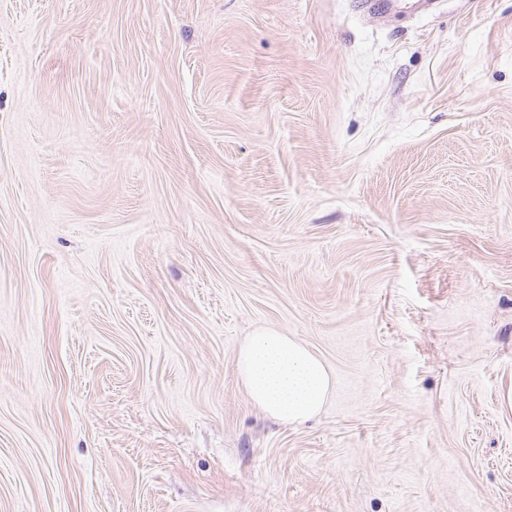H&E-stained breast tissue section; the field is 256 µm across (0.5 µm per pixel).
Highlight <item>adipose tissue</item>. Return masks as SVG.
<instances>
[{"mask_svg": "<svg viewBox=\"0 0 512 512\" xmlns=\"http://www.w3.org/2000/svg\"><path fill=\"white\" fill-rule=\"evenodd\" d=\"M236 369L252 403L283 423L316 416L332 386L320 358L298 340L271 328L257 329L245 340Z\"/></svg>", "mask_w": 512, "mask_h": 512, "instance_id": "adipose-tissue-1", "label": "adipose tissue"}]
</instances>
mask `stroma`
Instances as JSON below:
<instances>
[{"instance_id":"1","label":"stroma","mask_w":512,"mask_h":512,"mask_svg":"<svg viewBox=\"0 0 512 512\" xmlns=\"http://www.w3.org/2000/svg\"><path fill=\"white\" fill-rule=\"evenodd\" d=\"M0 512H512V0H0ZM236 369L252 403L283 423L316 416L332 386L320 358L298 340L271 328H259L245 340Z\"/></svg>"}]
</instances>
